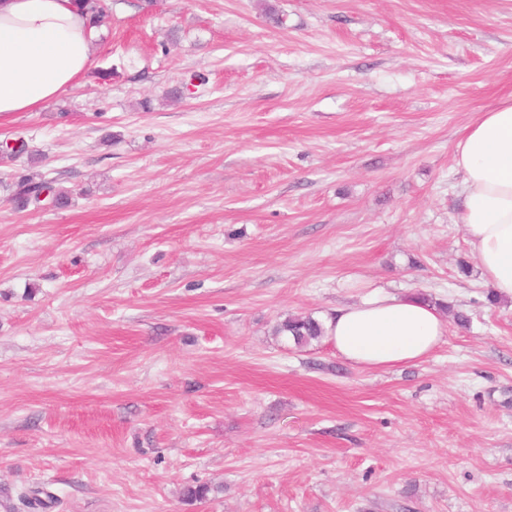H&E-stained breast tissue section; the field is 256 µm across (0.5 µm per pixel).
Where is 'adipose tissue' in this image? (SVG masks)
I'll return each mask as SVG.
<instances>
[{
	"mask_svg": "<svg viewBox=\"0 0 512 512\" xmlns=\"http://www.w3.org/2000/svg\"><path fill=\"white\" fill-rule=\"evenodd\" d=\"M95 31L75 0H0V116L78 87ZM454 161L470 251L494 291L512 298V100L465 128ZM324 328L337 354L368 369L423 361L447 333L435 306L387 293L336 308Z\"/></svg>",
	"mask_w": 512,
	"mask_h": 512,
	"instance_id": "1",
	"label": "adipose tissue"
}]
</instances>
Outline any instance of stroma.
Masks as SVG:
<instances>
[{
  "instance_id": "1",
  "label": "stroma",
  "mask_w": 512,
  "mask_h": 512,
  "mask_svg": "<svg viewBox=\"0 0 512 512\" xmlns=\"http://www.w3.org/2000/svg\"><path fill=\"white\" fill-rule=\"evenodd\" d=\"M105 5L79 87L0 118V512H512V300L453 161L512 0ZM376 291L444 304L427 359L274 334Z\"/></svg>"
}]
</instances>
